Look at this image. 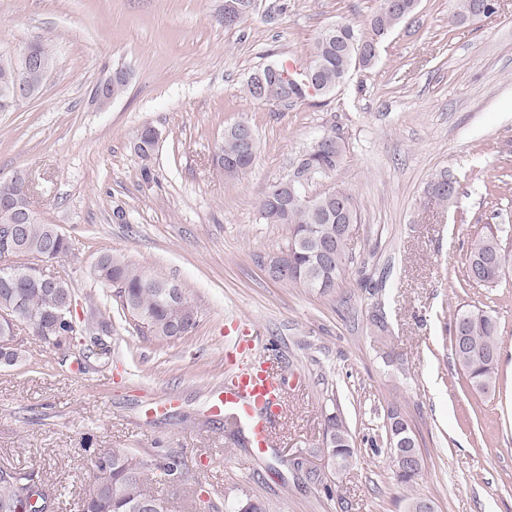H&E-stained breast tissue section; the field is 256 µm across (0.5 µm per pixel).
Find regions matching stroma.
Listing matches in <instances>:
<instances>
[{
	"label": "stroma",
	"instance_id": "stroma-1",
	"mask_svg": "<svg viewBox=\"0 0 512 512\" xmlns=\"http://www.w3.org/2000/svg\"><path fill=\"white\" fill-rule=\"evenodd\" d=\"M377 6L258 0L228 27L224 0H0V54L43 40L54 59L39 98L0 112V179L26 174L37 214L70 239L64 265L88 327L63 349L20 328L24 362L0 368V466L34 472L55 512H78L104 448L176 450L188 483H153L171 512H199L193 481L224 505L251 498L269 512H404L408 495L435 512H512V193L494 204L484 190L512 168V0L464 23L450 20L453 0H420L382 38L375 65L353 69L326 101L285 107L243 91L261 67L309 61L333 22L369 30ZM118 69L126 90L100 107L96 90ZM239 121L253 126L257 157L228 178L212 156ZM147 126L160 137L145 156L137 139ZM331 129L345 142L344 164L308 192L343 184L360 218L346 277L322 295L270 278L288 230L262 223L256 202ZM442 168L460 180L458 209L428 201ZM488 224L502 230L504 275L496 287H471V243ZM104 253L181 284L195 328L175 341L139 334L96 278ZM466 303L490 306L500 322L502 385L489 395L465 383L450 350L453 313ZM375 311L385 332L370 323ZM235 329L251 331L295 380L260 456L246 428L209 412L211 390L240 362ZM97 336L108 354H89ZM167 397L175 406L152 413ZM392 409L424 459L407 489L372 451ZM334 411L355 454L327 493L291 461L327 465Z\"/></svg>",
	"mask_w": 512,
	"mask_h": 512
}]
</instances>
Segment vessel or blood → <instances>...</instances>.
<instances>
[{"label": "vessel or blood", "instance_id": "b4317fda", "mask_svg": "<svg viewBox=\"0 0 512 512\" xmlns=\"http://www.w3.org/2000/svg\"><path fill=\"white\" fill-rule=\"evenodd\" d=\"M288 393L284 372L259 363L234 373L230 381L210 396V411L227 414L247 427L255 454L269 448L275 424L282 415Z\"/></svg>", "mask_w": 512, "mask_h": 512}]
</instances>
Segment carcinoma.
Listing matches in <instances>:
<instances>
[{"label": "carcinoma", "instance_id": "obj_1", "mask_svg": "<svg viewBox=\"0 0 512 512\" xmlns=\"http://www.w3.org/2000/svg\"><path fill=\"white\" fill-rule=\"evenodd\" d=\"M398 11L387 8L388 0L380 5L370 20L374 35L390 33L400 23L414 15L418 0H396ZM363 40L361 30L351 22L338 21L333 29H326L315 42L310 63L318 70L320 87L336 90L357 66L370 67L377 57L359 54ZM15 59L0 55V91L13 83ZM289 83L298 85V98L322 95L318 88L304 83V74L288 73L279 66ZM236 126L224 131L215 145L216 154L226 161L244 167H252L256 154H246L235 134ZM345 157L344 141L331 130L323 134L322 143L301 155L292 173L299 176L310 174L308 183L335 174ZM459 181L444 168L433 175L429 194L441 207L456 204ZM30 186L20 179L0 181V202L24 203ZM257 214L265 224H284L288 229V262L294 273L283 283L293 288H305L321 294H330L340 287L346 275L349 256L346 252L349 236L336 237V225L347 224L354 229L358 223V211L351 190L335 184L329 192L317 194L316 207L310 209L293 201L288 184L280 181L270 184L262 192L257 204ZM23 255L49 264L67 256L72 245L64 235L58 234L53 224L34 218L23 225L20 242ZM503 247L499 231L486 226V231L475 238L469 256L468 282L486 287L495 286L502 277L503 264L499 258ZM100 278L115 288L116 301L123 313L139 320L141 326L158 340H177L188 334L197 324L198 310L191 305L185 290L174 281L147 278L136 268L103 254L97 262ZM56 284L44 288L26 276L24 264L0 266V312L12 311L18 321L31 329L39 340L57 348L66 347L75 339L71 322H60L58 330L50 335L41 333L40 327L53 321L60 312L63 300L71 289L65 266L55 272ZM451 350L454 360L463 372L468 385L476 392L487 394L496 390L499 383V324L493 311L476 305L456 309L452 320ZM393 410L387 414L384 425L383 447L373 445L374 451L386 452L394 466L397 481L411 486L420 476L423 460L411 464L404 458L411 447H399L397 441L408 437L417 444L409 425L398 420ZM324 453L334 462L335 468L345 469L354 455L352 437L341 415L333 412L326 416L323 440ZM135 456L121 448L99 452L93 462V470L109 472L108 483L98 482V475L84 492L86 512H170L168 501L148 491L149 469L161 474L178 476L181 481L188 477L181 470L180 459L172 454H162L155 460L132 466ZM52 507L53 498L44 493L34 474L22 469L0 467V512H17V505L30 503L32 496ZM45 507V508H47ZM45 508H29L25 512H45Z\"/></svg>", "mask_w": 512, "mask_h": 512}]
</instances>
